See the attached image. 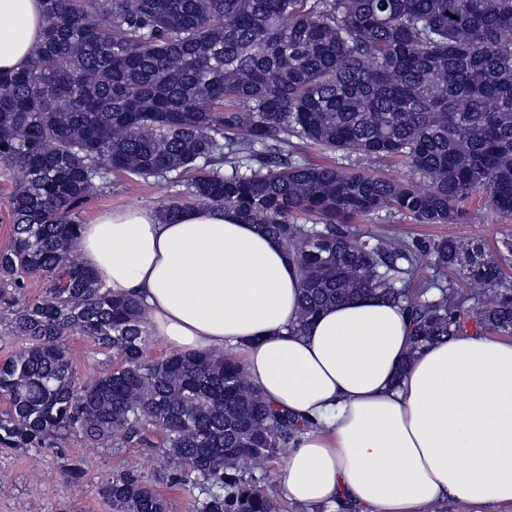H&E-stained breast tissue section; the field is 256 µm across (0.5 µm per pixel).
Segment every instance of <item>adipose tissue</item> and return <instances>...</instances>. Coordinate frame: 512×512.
<instances>
[{"label":"adipose tissue","mask_w":512,"mask_h":512,"mask_svg":"<svg viewBox=\"0 0 512 512\" xmlns=\"http://www.w3.org/2000/svg\"><path fill=\"white\" fill-rule=\"evenodd\" d=\"M43 37L42 0H0V71ZM105 287L142 298L152 336L230 353L272 407L310 427L284 496L336 512H512V337L463 332L411 353L408 313L377 296L296 329L301 278L275 239L231 211L102 212L76 241Z\"/></svg>","instance_id":"ef3b65f1"}]
</instances>
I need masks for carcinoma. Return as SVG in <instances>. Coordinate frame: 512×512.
Returning <instances> with one entry per match:
<instances>
[{
	"mask_svg": "<svg viewBox=\"0 0 512 512\" xmlns=\"http://www.w3.org/2000/svg\"><path fill=\"white\" fill-rule=\"evenodd\" d=\"M43 2V41L0 73V163L15 175L0 307L25 340L0 362V452L72 432L156 448L155 482L131 466L100 488L110 512H169L157 483L199 490L196 512H278L243 466L309 422L273 409L228 355L149 358L140 303L76 258L81 208L114 173L153 185L168 223L182 185L278 240L301 273L299 330L377 294L407 309L412 354L470 329L512 335V281L481 245L428 247L436 271L462 267L473 311L447 281L413 297L416 252L348 227L383 210L448 224L477 193L512 214V0ZM308 142L365 166L308 162ZM387 158L419 180L370 171ZM28 276L40 297L21 296ZM72 329L121 362L82 381Z\"/></svg>",
	"mask_w": 512,
	"mask_h": 512,
	"instance_id": "1",
	"label": "carcinoma"
}]
</instances>
